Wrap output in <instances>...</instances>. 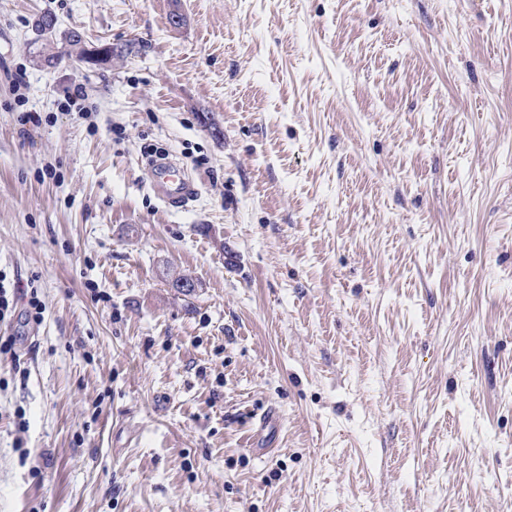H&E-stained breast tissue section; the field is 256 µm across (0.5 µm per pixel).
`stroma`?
I'll return each mask as SVG.
<instances>
[{
  "mask_svg": "<svg viewBox=\"0 0 512 512\" xmlns=\"http://www.w3.org/2000/svg\"><path fill=\"white\" fill-rule=\"evenodd\" d=\"M0 277V512H512V0H0ZM153 181L159 197L170 206L181 203L195 192L192 179L174 161L156 164Z\"/></svg>",
  "mask_w": 512,
  "mask_h": 512,
  "instance_id": "35a3bbf8",
  "label": "stroma"
}]
</instances>
